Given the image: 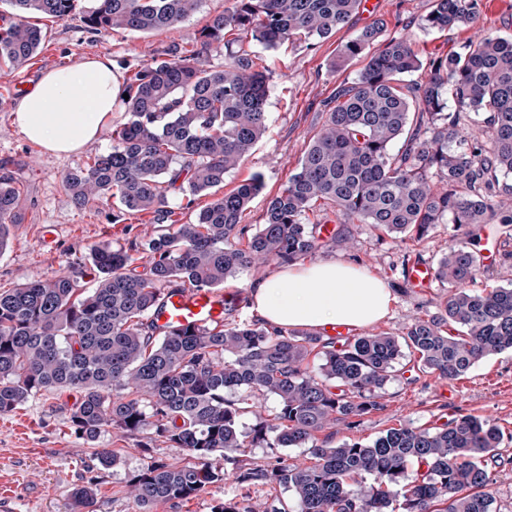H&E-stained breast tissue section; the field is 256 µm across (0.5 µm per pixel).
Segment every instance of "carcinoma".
<instances>
[{
    "mask_svg": "<svg viewBox=\"0 0 512 512\" xmlns=\"http://www.w3.org/2000/svg\"><path fill=\"white\" fill-rule=\"evenodd\" d=\"M6 2L12 18L0 19V62L15 69L45 40L39 19L79 14L92 30L151 33L201 4L96 0L83 11L78 0ZM361 3L234 0L208 21L195 48L138 68L124 89L128 119L112 130V150L64 173L63 187L80 206L110 200L121 216L151 211L160 223L172 216L171 191L186 200L184 210L200 197L210 201L194 223L123 246L89 245V288L62 273L0 290V415L42 391L75 390L70 419L79 435L92 441L105 427L146 432L192 458L153 462L134 475L128 495L138 512L187 499L226 476L291 491L294 512H496L489 462L512 433L487 419L462 415L435 428L392 427L369 444L333 443L342 427L381 406L402 348L419 371L448 379L512 350V289L470 288L480 274L477 236L449 247L438 262L448 294L436 312L396 334L342 340L239 322L238 294L224 296L219 322L164 333L152 320L179 288H221L241 269L295 263L324 246L352 250L346 229L322 241L308 227V213L322 205L346 224L388 235L424 234L447 222L473 228L490 213L512 224V184L500 183L512 174V37L479 33L424 62L410 34L387 35L376 21L339 48L334 71L380 43L358 80L337 91L296 172L248 235L241 221L260 176L221 189L266 129L270 77L242 42L277 49L328 38ZM479 13V0H434L424 28H472ZM218 48L224 67H203L204 55ZM424 67L425 80H406ZM464 113L481 117V136L464 135ZM18 196L14 178L0 176V252L11 242ZM144 258L141 274L136 263ZM268 395L279 403L270 419L256 412ZM246 415L256 419L248 433L239 428ZM251 448H306L308 463L258 464ZM217 457L224 467L212 465ZM70 499L72 512H94L93 487L73 489ZM216 512H286V504L271 492L257 504L244 497Z\"/></svg>",
    "mask_w": 512,
    "mask_h": 512,
    "instance_id": "1",
    "label": "carcinoma"
}]
</instances>
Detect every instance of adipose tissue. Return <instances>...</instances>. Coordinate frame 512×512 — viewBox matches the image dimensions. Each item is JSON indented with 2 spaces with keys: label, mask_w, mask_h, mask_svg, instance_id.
<instances>
[{
  "label": "adipose tissue",
  "mask_w": 512,
  "mask_h": 512,
  "mask_svg": "<svg viewBox=\"0 0 512 512\" xmlns=\"http://www.w3.org/2000/svg\"><path fill=\"white\" fill-rule=\"evenodd\" d=\"M124 94L112 61L98 57L80 68L45 72L16 103L12 118L31 142L53 155L70 154L101 136ZM258 320L274 326L323 330L360 328L389 312V288L341 262L294 266L253 290Z\"/></svg>",
  "instance_id": "adipose-tissue-1"
}]
</instances>
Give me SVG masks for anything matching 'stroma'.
I'll return each instance as SVG.
<instances>
[{"mask_svg": "<svg viewBox=\"0 0 512 512\" xmlns=\"http://www.w3.org/2000/svg\"><path fill=\"white\" fill-rule=\"evenodd\" d=\"M233 0H203L200 10L171 28L149 34L128 30L93 31L81 19L46 21L47 37L38 54L19 69H0V175H12L19 190L15 210L17 228L11 246L0 253V289L12 288L60 273L84 271L90 244H126L133 237L146 238L157 227L153 213L116 219L111 203L96 202L78 207L64 189L63 173L85 166L91 150L112 148L111 134L90 141L79 151L54 156L27 140L12 123L18 101L12 92L15 80L35 83L46 70L78 68L87 60L111 58L120 82H127L136 66L163 59L191 48L210 17L229 10ZM433 0H378L374 11H358L348 24L315 46L302 44L268 50L250 43L270 72L266 110L267 129L246 161L224 178L225 190L261 174L262 187L250 202L243 221L257 230L271 197L295 173L325 114L333 106L339 85L352 82L370 58L362 53L339 70L330 65L336 50L354 38L366 25L381 21L386 33H409L420 57L459 49L474 32L512 36V0H481L475 29L427 31L423 21ZM57 234L53 247L41 243L44 228ZM355 239L352 251H319V262H343L364 271L390 288V313L372 324L373 332L398 333L410 318L433 313L447 285L435 282L416 288L403 270L411 263L437 264L450 246L466 241L470 231L452 224L433 225L425 235L389 236L365 224L350 225ZM481 237V274L475 289L512 287V231L496 221L477 226ZM411 356H403L396 377L387 385L383 407L361 417L342 430L337 442H368L387 429L408 425L425 429L441 425L454 416L472 414L490 420L512 433V352L485 358L465 376L444 379L413 370ZM78 394L40 392L14 412L0 416V512H70L69 494L78 486L96 491L95 512H135L127 494L131 477L148 463L180 464L188 461L184 449L144 433H121L104 428L95 441L75 433L70 409ZM101 448L112 450L116 465L102 466ZM250 494L258 501L265 487L243 490L233 479L207 485L190 499L166 503L154 512H214L227 499Z\"/></svg>", "mask_w": 512, "mask_h": 512, "instance_id": "1", "label": "stroma"}]
</instances>
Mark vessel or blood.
I'll use <instances>...</instances> for the list:
<instances>
[{"label": "vessel or blood", "mask_w": 512, "mask_h": 512, "mask_svg": "<svg viewBox=\"0 0 512 512\" xmlns=\"http://www.w3.org/2000/svg\"><path fill=\"white\" fill-rule=\"evenodd\" d=\"M224 315V295L209 288H184L166 295L153 319L161 330L198 327Z\"/></svg>", "instance_id": "vessel-or-blood-1"}]
</instances>
